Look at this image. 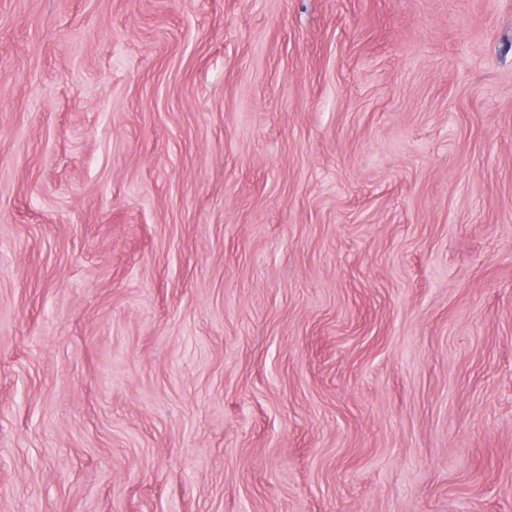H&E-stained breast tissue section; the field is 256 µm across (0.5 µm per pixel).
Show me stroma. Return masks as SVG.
I'll use <instances>...</instances> for the list:
<instances>
[{"label":"stroma","instance_id":"35a3bbf8","mask_svg":"<svg viewBox=\"0 0 512 512\" xmlns=\"http://www.w3.org/2000/svg\"><path fill=\"white\" fill-rule=\"evenodd\" d=\"M512 512V0H0V512Z\"/></svg>","mask_w":512,"mask_h":512}]
</instances>
